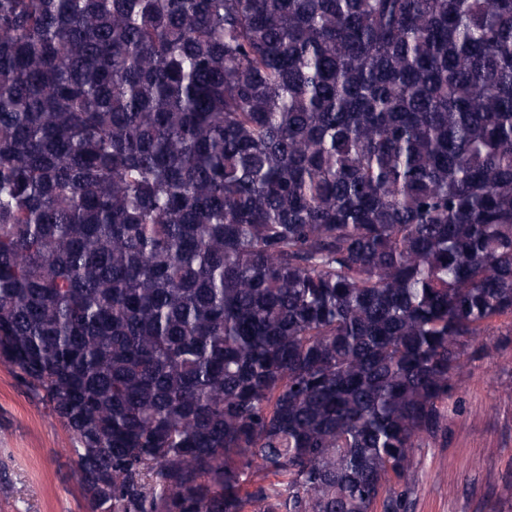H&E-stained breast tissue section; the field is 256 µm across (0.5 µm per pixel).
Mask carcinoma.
Masks as SVG:
<instances>
[{
    "label": "carcinoma",
    "mask_w": 512,
    "mask_h": 512,
    "mask_svg": "<svg viewBox=\"0 0 512 512\" xmlns=\"http://www.w3.org/2000/svg\"><path fill=\"white\" fill-rule=\"evenodd\" d=\"M502 316L512 0H0V362L88 512H405Z\"/></svg>",
    "instance_id": "1"
}]
</instances>
